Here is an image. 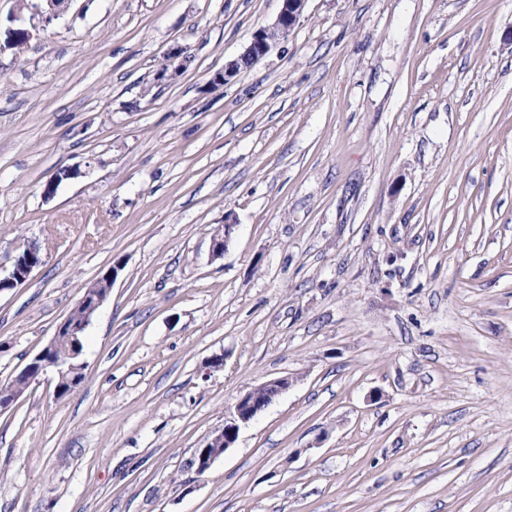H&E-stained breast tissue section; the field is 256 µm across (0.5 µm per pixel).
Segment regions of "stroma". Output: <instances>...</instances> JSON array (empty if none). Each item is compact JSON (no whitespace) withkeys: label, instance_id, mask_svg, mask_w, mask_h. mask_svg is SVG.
Instances as JSON below:
<instances>
[{"label":"stroma","instance_id":"35a3bbf8","mask_svg":"<svg viewBox=\"0 0 512 512\" xmlns=\"http://www.w3.org/2000/svg\"><path fill=\"white\" fill-rule=\"evenodd\" d=\"M280 9L68 0L0 56V273L44 259L0 292V386L124 265L84 381L0 411V512H512V0H308L210 88ZM281 10L276 21L267 28L257 30L243 53L224 63L215 71L209 81L211 87L231 83L241 72L240 65L247 62L250 67L265 58L281 41L288 38L299 22L308 0H281ZM187 59V48L174 44L166 52L164 62L160 64L155 73V81L163 82L172 79L179 72L184 70ZM236 227L237 224L233 219L229 216L225 217L224 225H221V228L211 238V255L213 258H219L224 254ZM23 250L14 258L8 274L5 277L0 275V292L22 285L30 278L34 270L42 264V257H38L36 260L29 258L26 262H20L19 258L22 256ZM291 385L292 382L288 376H282L268 380L240 396L234 404L233 411L225 419L224 428L212 435L203 447L210 448V451L213 448H222V450H217L211 455H208V453L200 455L203 448H197L194 460L200 456L196 465V472L200 474L206 472L217 458L233 448L241 425H245L256 418L274 399L288 391ZM265 395L266 397L261 398Z\"/></svg>","mask_w":512,"mask_h":512}]
</instances>
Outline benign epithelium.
I'll use <instances>...</instances> for the list:
<instances>
[{"mask_svg": "<svg viewBox=\"0 0 512 512\" xmlns=\"http://www.w3.org/2000/svg\"><path fill=\"white\" fill-rule=\"evenodd\" d=\"M65 2L67 0H38V3L32 8L29 23H21L17 27L8 28L10 39L7 41L3 40V34L0 33V56L13 49L17 38L21 37L28 42L39 32L47 30L63 11ZM306 2L307 0H282L281 10L276 21L267 28L257 30L243 53L225 62L223 68L213 73L210 79L211 87L224 86L234 81L240 73L242 63L246 62L251 66L256 64L265 58L278 43L288 38L302 16ZM186 59L187 48L179 44L172 45L166 52L164 62L160 64L155 73V81L163 82L173 78L184 70ZM236 227L237 224L233 219L227 215L224 216V225L211 238L212 257L219 258L224 254ZM42 262L43 258L41 257L30 258L25 262L19 261L17 257L14 258L8 274L4 277L0 276V292L25 283ZM120 271L121 267L116 265L108 270L104 281L99 284L104 292L96 296L97 302L92 304L91 309L94 310L103 304ZM70 336H72L71 327L65 321L58 327L55 336L47 345V349L40 350L24 367L21 374L31 382L47 373V368H56L62 365L63 360L61 359L54 363L45 360L46 351H57L63 342L70 339ZM291 385L290 379L282 376L268 380L240 396L234 404L233 411L225 419L224 428L212 435L205 444V447L214 448L216 452L211 455L206 453L200 455L196 472L199 474L206 472L223 452L234 447L240 427L256 418L274 399L288 391Z\"/></svg>", "mask_w": 512, "mask_h": 512, "instance_id": "benign-epithelium-1", "label": "benign epithelium"}]
</instances>
